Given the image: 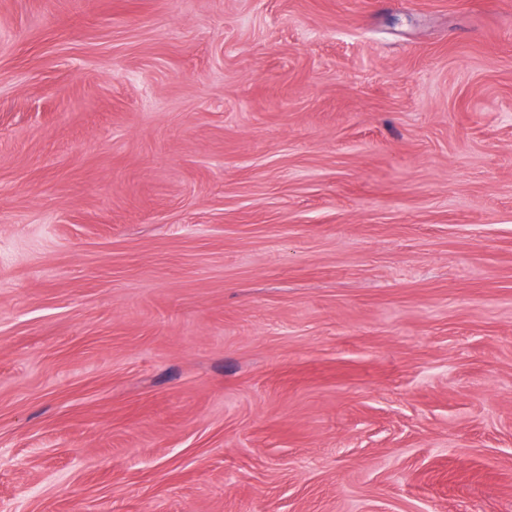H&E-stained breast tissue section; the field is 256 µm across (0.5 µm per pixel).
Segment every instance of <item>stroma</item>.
Masks as SVG:
<instances>
[{
  "label": "stroma",
  "instance_id": "35a3bbf8",
  "mask_svg": "<svg viewBox=\"0 0 512 512\" xmlns=\"http://www.w3.org/2000/svg\"><path fill=\"white\" fill-rule=\"evenodd\" d=\"M0 512H512V0H0Z\"/></svg>",
  "mask_w": 512,
  "mask_h": 512
}]
</instances>
